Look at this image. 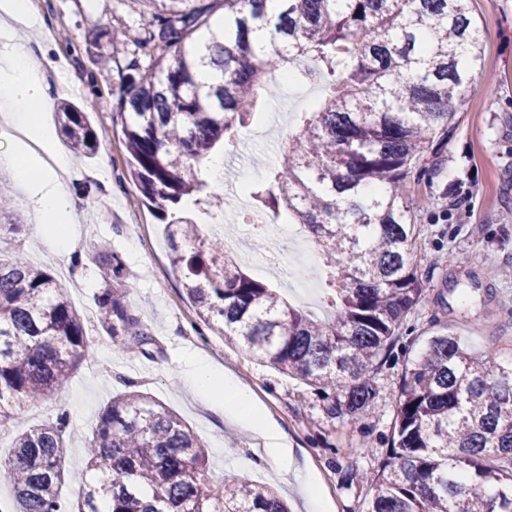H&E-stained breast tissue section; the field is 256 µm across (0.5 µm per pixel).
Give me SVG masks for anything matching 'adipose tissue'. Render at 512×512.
<instances>
[{
	"label": "adipose tissue",
	"mask_w": 512,
	"mask_h": 512,
	"mask_svg": "<svg viewBox=\"0 0 512 512\" xmlns=\"http://www.w3.org/2000/svg\"><path fill=\"white\" fill-rule=\"evenodd\" d=\"M26 11L24 0H0V13L8 16L6 24H0V135L9 136L11 130H20L14 139L15 154L1 163L10 168L16 183L26 188H38L36 209L42 217L44 234L56 239L61 235L62 221L70 219L77 205L76 200L64 188L60 174L70 165L67 155L56 150V133L39 116L48 103L43 95L41 70L28 63V57L15 40L13 20ZM53 156L56 172L36 184L31 164L34 160L31 145ZM185 385L191 388L208 406L223 410L227 419L235 425L251 430L260 436L267 447V455L278 469L295 470L293 451L288 448L286 437L272 426L256 405L251 391L232 371H220L205 361L192 360L183 374Z\"/></svg>",
	"instance_id": "1"
}]
</instances>
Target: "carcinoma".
I'll list each match as a JSON object with an SVG mask.
<instances>
[{
	"mask_svg": "<svg viewBox=\"0 0 512 512\" xmlns=\"http://www.w3.org/2000/svg\"><path fill=\"white\" fill-rule=\"evenodd\" d=\"M149 20L133 38L99 29L87 51L106 68L129 57L112 94L132 179L165 227L170 262L200 319L320 389L344 392L353 415L374 397L369 367L393 342L424 288L411 262L415 226L406 189L428 152L452 130L453 104L472 89L479 37L470 0H141ZM263 27L269 45L255 52ZM282 69L324 93L302 113L288 154L250 186L255 209L303 225L321 251L325 301L317 318L241 271L224 237L204 236L195 211L218 209L205 160L256 122ZM71 147L90 153L97 134L77 103L57 104ZM23 223L0 206L4 226ZM108 278L100 320L119 348L150 341L117 287L121 261L98 254ZM90 354L81 318L56 279L24 257L0 260V430L14 410L58 397ZM112 399L86 448L91 480L78 512H288L270 486L243 475L212 481L206 449L188 425L139 390ZM68 417L17 434L0 460L13 512H65ZM366 512H512V358L464 349L442 326L405 373L390 454Z\"/></svg>",
	"mask_w": 512,
	"mask_h": 512,
	"instance_id": "cac0c4a2",
	"label": "carcinoma"
}]
</instances>
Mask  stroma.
Returning <instances> with one entry per match:
<instances>
[{
	"label": "stroma",
	"instance_id": "obj_1",
	"mask_svg": "<svg viewBox=\"0 0 512 512\" xmlns=\"http://www.w3.org/2000/svg\"><path fill=\"white\" fill-rule=\"evenodd\" d=\"M39 23L20 30L18 41L31 65L54 72L77 73L79 87L47 82L51 103L43 121L57 125V100L73 97L98 136L94 156H73L63 182L79 206L63 224L68 242L40 232L41 218L28 194L13 189L23 223L0 244V252L21 254L43 264L83 317L92 363H81L60 400L42 401L21 414L28 428L69 416L66 468L86 471L91 430L112 398L127 382L180 416L207 450L206 470L216 481L268 472L291 512H307L292 474L277 472L266 458L263 442L207 408L182 379L189 354L229 368L248 387L267 418L288 437L298 466L309 471L328 512H365L374 494L371 478L390 453L391 429L406 370L417 360L440 317L459 335L464 347L512 357V0H472L471 17L479 31L481 54L472 73L473 90L454 104V129L438 153L420 164L411 179L409 218L417 227L412 262L426 293L397 332L393 345L370 367L376 391L363 416L351 417L336 406L333 392L322 391L282 373L242 348L226 343L204 325L170 263L169 242L161 220L142 203L127 174V149L117 98L112 90L128 60L116 57L112 69L99 73L90 63L85 39L91 29L143 23L137 0H109L108 8L86 0H34ZM315 86L280 82L271 119L259 129L241 130L221 149L224 171L235 179L248 168L257 180L268 179L283 158L298 112L314 102ZM460 201L449 209V199ZM301 225L280 242L282 273L254 261H242L252 278L268 283L289 304L322 316L325 273L315 265L300 273L296 238ZM107 250L124 262L125 306L144 324L153 343L149 354L116 348L96 314L95 294L102 284L97 255Z\"/></svg>",
	"mask_w": 512,
	"mask_h": 512
}]
</instances>
